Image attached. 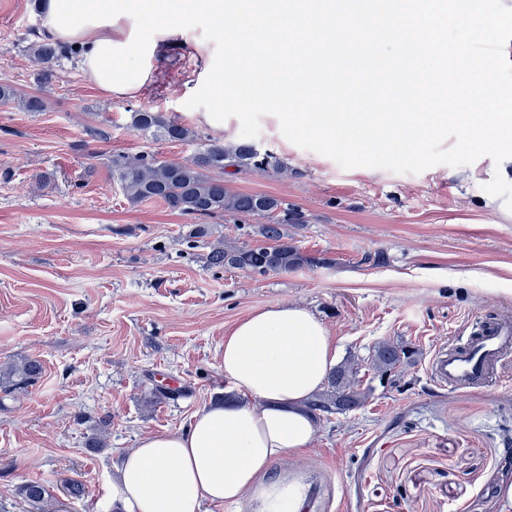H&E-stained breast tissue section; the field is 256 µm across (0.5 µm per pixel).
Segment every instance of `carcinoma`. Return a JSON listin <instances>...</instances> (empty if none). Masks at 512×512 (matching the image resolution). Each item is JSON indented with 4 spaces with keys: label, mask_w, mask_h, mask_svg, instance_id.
Wrapping results in <instances>:
<instances>
[{
    "label": "carcinoma",
    "mask_w": 512,
    "mask_h": 512,
    "mask_svg": "<svg viewBox=\"0 0 512 512\" xmlns=\"http://www.w3.org/2000/svg\"><path fill=\"white\" fill-rule=\"evenodd\" d=\"M30 32L35 40L29 44V52L40 66L39 80L47 82L52 77L55 64L67 53L46 36L44 28L36 26ZM13 103L27 112L44 110L40 97L22 96L13 88L0 85V106ZM130 126L154 140L197 144L192 157L184 161H161L145 152L116 154L107 158L112 178L120 183L132 201L159 200L170 210L195 220L189 237H205L207 225L201 220L220 214L264 217L278 210L283 212L277 223L257 226L258 234L276 244L272 251L219 241L207 255L209 266L234 267L253 274L270 275L300 267L331 265V260L305 254L294 244L288 225L303 223L299 212L283 207V202L276 197L234 192L224 183V171L228 167L235 168L237 172L263 165L284 169V164L276 157L260 152L250 142L202 141L191 128L160 112L134 111L130 113ZM410 358L409 350L402 345L383 342L375 347L369 370L383 380ZM42 370L38 360L25 358L21 364L8 367L3 379L14 389L24 390L39 379ZM359 372L358 363L352 359L337 365L330 373L328 389L311 400L310 411L318 416L335 411L345 413L362 406L367 391L361 389V381L357 379ZM18 494L30 512H58V501L47 485L40 481L22 483Z\"/></svg>",
    "instance_id": "carcinoma-1"
}]
</instances>
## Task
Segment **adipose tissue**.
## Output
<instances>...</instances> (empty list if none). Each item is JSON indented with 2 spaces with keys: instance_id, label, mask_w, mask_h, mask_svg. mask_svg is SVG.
<instances>
[{
  "instance_id": "1",
  "label": "adipose tissue",
  "mask_w": 512,
  "mask_h": 512,
  "mask_svg": "<svg viewBox=\"0 0 512 512\" xmlns=\"http://www.w3.org/2000/svg\"><path fill=\"white\" fill-rule=\"evenodd\" d=\"M132 26L123 17L51 37L86 61L98 41L126 42ZM335 364L333 337L303 308L275 306L238 321L221 355L238 400L202 406L185 429L142 437L112 480L114 512H201L249 493L258 512H302V490L271 479L270 470L311 446L316 422L307 406Z\"/></svg>"
}]
</instances>
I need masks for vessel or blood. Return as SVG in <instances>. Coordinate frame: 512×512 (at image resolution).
Here are the masks:
<instances>
[{
	"label": "vessel or blood",
	"mask_w": 512,
	"mask_h": 512,
	"mask_svg": "<svg viewBox=\"0 0 512 512\" xmlns=\"http://www.w3.org/2000/svg\"><path fill=\"white\" fill-rule=\"evenodd\" d=\"M512 355V317L488 311L466 340L440 350L430 365L432 378L454 389L490 388L500 363Z\"/></svg>",
	"instance_id": "obj_1"
}]
</instances>
